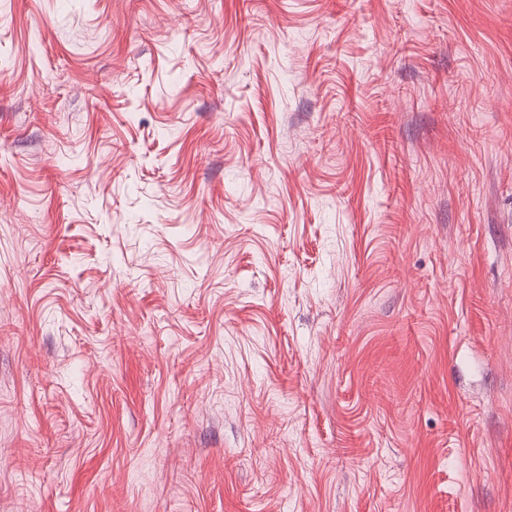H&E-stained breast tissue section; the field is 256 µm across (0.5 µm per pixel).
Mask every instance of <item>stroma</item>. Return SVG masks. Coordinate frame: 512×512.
<instances>
[{
  "instance_id": "1",
  "label": "stroma",
  "mask_w": 512,
  "mask_h": 512,
  "mask_svg": "<svg viewBox=\"0 0 512 512\" xmlns=\"http://www.w3.org/2000/svg\"><path fill=\"white\" fill-rule=\"evenodd\" d=\"M0 512H512V0H0Z\"/></svg>"
}]
</instances>
